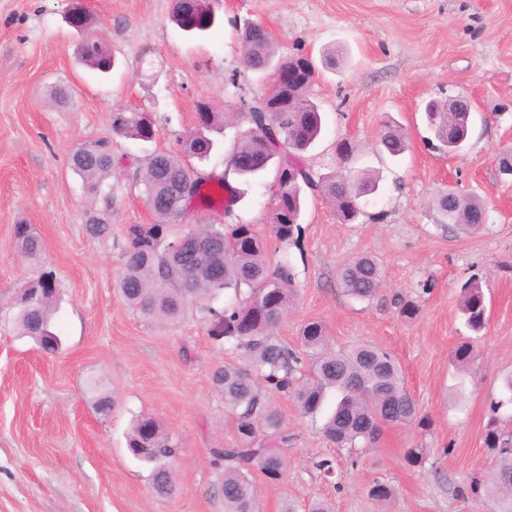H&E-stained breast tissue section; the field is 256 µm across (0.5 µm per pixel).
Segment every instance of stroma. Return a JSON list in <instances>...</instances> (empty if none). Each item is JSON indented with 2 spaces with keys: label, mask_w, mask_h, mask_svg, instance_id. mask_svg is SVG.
Segmentation results:
<instances>
[{
  "label": "stroma",
  "mask_w": 512,
  "mask_h": 512,
  "mask_svg": "<svg viewBox=\"0 0 512 512\" xmlns=\"http://www.w3.org/2000/svg\"><path fill=\"white\" fill-rule=\"evenodd\" d=\"M68 5L0 0V512H224L212 451L237 435L211 373L235 356L214 340L203 305L189 306L173 324L149 321L125 301L119 280L128 227L155 221L136 181L141 162L156 148L179 150L195 126L196 101L231 117L219 150L197 169L242 197L228 212L190 205L185 223L269 224L274 171L246 182L228 164L237 133L248 127V102L270 81L243 63L239 33L250 23L271 31L280 55L308 54L318 63L308 97L322 131L305 165L318 174L338 170L336 145L345 141L353 167L378 184L352 224L306 193L302 238L286 250L297 300L277 336L300 349L302 325L316 320L334 347L385 348L431 422L384 428L354 467L291 398L267 390L292 441L280 481L254 477L259 512H306L317 499L335 512H498L483 434L490 403L512 374V180L501 178L496 163L512 151V0H218L217 24L200 39L172 22V0H84L90 33L119 59L105 79L77 58L81 36L64 19ZM59 88L61 102L53 97ZM457 96L471 100L472 125L464 149L452 155L424 108ZM119 108L148 112L154 143L113 136ZM388 124L407 141L396 158L380 144ZM101 139L121 162L108 206L69 165L76 145ZM451 187L484 203V229L437 227L432 204ZM94 216L111 223L110 238L89 235ZM21 223L40 235L38 259L17 249ZM362 253L385 274L384 288L365 302L346 296L338 278ZM44 270L58 296L52 324L62 348L55 354L14 324L15 297ZM471 279L482 287L488 323L476 337L479 360L464 370L451 351L472 337L459 307ZM401 297L418 302L417 317H401ZM92 378L114 399L108 415L94 408ZM142 416L155 418L179 446L170 495L152 491L148 470L127 448ZM415 447L428 457L414 468L404 454ZM318 457L335 459L334 476L313 468ZM378 481L390 486L388 501L371 495Z\"/></svg>",
  "instance_id": "obj_1"
}]
</instances>
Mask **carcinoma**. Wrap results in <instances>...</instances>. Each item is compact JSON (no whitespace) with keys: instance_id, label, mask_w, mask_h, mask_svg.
<instances>
[{"instance_id":"carcinoma-1","label":"carcinoma","mask_w":512,"mask_h":512,"mask_svg":"<svg viewBox=\"0 0 512 512\" xmlns=\"http://www.w3.org/2000/svg\"><path fill=\"white\" fill-rule=\"evenodd\" d=\"M172 18L182 30L203 36L215 23L207 0H173ZM247 47V68L265 73L279 61L294 65L298 81L284 92V100L299 102L297 112H264L258 102L250 103L249 128L241 131L230 156L236 173L246 179L263 173L276 164L277 191L268 233L253 224H207L197 228L184 224L186 205L201 193L202 177L182 159L188 155L205 161L218 149L211 133L223 125L224 116L206 102L197 105L194 130L181 141L180 150H155L140 167L138 183L152 213L154 224H134L128 229L124 251V271L119 281L126 302L143 317L157 322H175L187 302L212 300L217 293L231 290L235 301L222 308L210 304L205 310L214 322L212 336L238 352L243 364L224 363L211 373L214 388L224 398V407L234 417L238 442L232 448H216V460L224 463L221 492L224 512H258L252 472L257 470L270 480L286 466L282 447L291 436L281 427L279 413L271 408L262 387L291 397L304 417L315 422L324 417L322 432L357 461L358 450L373 447L384 426L408 425L425 421L405 387L402 370L384 349L361 343L347 349H333L326 326L310 321L301 328L302 352L284 345L275 329L294 302L295 275L288 261L271 265V242L282 246L298 243L302 227L299 219L303 195L310 190L325 198L344 223L361 214L359 198L376 189V180L364 171H334L317 174L306 167L298 153L307 150L321 131V114L307 98L309 82L303 57L276 59L278 48L273 36L256 24L241 33ZM77 52L91 70L106 75L117 59L93 40H83ZM457 100L448 107L436 102L424 111L438 140L460 152L466 142L470 113L455 111ZM112 134L141 142L156 139L154 122L141 112L112 113ZM382 144L396 156L405 144L400 131L387 126ZM72 170L88 191L103 196L112 205V146L107 140L81 145L70 157ZM439 227L452 225L464 232L479 230L486 218L483 203L450 189L433 204ZM97 239L112 236V225L94 217L87 225ZM18 249L28 257L41 251L39 235L30 224L14 229ZM339 278L345 293L357 300L373 299L383 284L380 263L369 255H359L344 263ZM56 304L53 277L42 272L23 287L17 302L16 327L22 336L33 339L48 352L57 351L61 342L51 329ZM486 304L481 286L469 283L461 290L460 310L467 327L476 335L486 327ZM480 356L471 341L452 351L461 367L473 365ZM97 412L111 411V398L99 383L90 382ZM336 391L335 405L325 412L329 391ZM512 405V374L505 377L502 395L492 402V413L484 432V445L494 461L492 484L504 505L501 512H512V428L495 417ZM128 446L136 458L150 469L153 491L166 495L174 486V457L177 445L163 434L151 417L136 420Z\"/></svg>"}]
</instances>
